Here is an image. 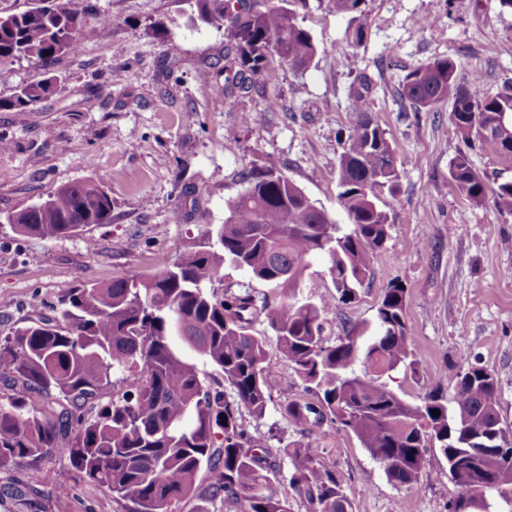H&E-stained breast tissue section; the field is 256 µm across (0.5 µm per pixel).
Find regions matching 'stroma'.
Masks as SVG:
<instances>
[{
    "instance_id": "stroma-1",
    "label": "stroma",
    "mask_w": 512,
    "mask_h": 512,
    "mask_svg": "<svg viewBox=\"0 0 512 512\" xmlns=\"http://www.w3.org/2000/svg\"><path fill=\"white\" fill-rule=\"evenodd\" d=\"M94 35L74 53L41 64L0 60V99L52 77L56 91L24 110L0 109V336L33 309L58 302L65 289L115 278L154 275L162 261L191 251L223 224L226 204L243 189L240 174L275 166L337 224L348 218L337 173L351 121L350 89L366 80L370 111L385 130L400 170L394 193H382L388 236L374 254L356 300L326 310L329 342L373 326L393 283L406 290V319L417 370L397 369L381 384L410 402L433 387L452 396L462 354L477 356L499 378L503 421L512 425V214L492 200L474 204L449 174L458 150L476 171L492 163L466 149L452 105L411 111L397 91L404 76L438 58L456 61L461 83L481 76L498 92L512 89V11L500 0H364L362 44L347 16L327 0H300L297 20L318 54L302 73L246 97L224 90V31L202 21L195 0H87ZM212 66L210 78L198 72ZM256 113L243 124L241 115ZM72 182L103 183L112 221L62 238L16 233L7 217ZM276 381L263 418L245 416L271 446L304 440L335 471L353 512H446L458 487L437 450L415 489L390 481L352 434L334 427L299 436L281 416L289 400H314L264 322ZM37 471L39 487L65 486L51 512H123L67 460L36 468L0 467V485Z\"/></svg>"
}]
</instances>
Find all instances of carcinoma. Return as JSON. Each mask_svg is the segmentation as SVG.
I'll list each match as a JSON object with an SVG mask.
<instances>
[{
  "label": "carcinoma",
  "mask_w": 512,
  "mask_h": 512,
  "mask_svg": "<svg viewBox=\"0 0 512 512\" xmlns=\"http://www.w3.org/2000/svg\"><path fill=\"white\" fill-rule=\"evenodd\" d=\"M44 2L0 11V59L47 63L77 51L92 35L84 0ZM196 2L205 22L224 27L230 59L224 87L231 96L274 82L282 68L303 71L318 53L312 35L285 6L292 0H237L242 11L233 16L227 15L229 0ZM360 2L330 0L337 13L352 15L349 35L357 45L364 39L353 16ZM456 68L442 58L414 69L399 95L416 112L452 103L457 133L502 167L499 177L512 169V93H493L476 79L461 84ZM54 90L55 79L48 77L0 99V108H27ZM352 114L338 171L349 232H341L281 170L253 168L240 175L244 189L227 202L224 224L198 249L163 262L150 278L130 275L69 288L49 311H34L0 339V378L7 389L0 397V466L66 458L123 502L125 512H175L186 499L206 501L213 512L228 505L239 512H294L295 500L308 512H353L336 474L319 467L317 450L296 442L274 448L243 427V413L261 418L271 400L266 336L253 331L261 318L317 396L314 403L292 400L281 409L297 432L329 422L355 435L388 479L407 488L423 482L427 453L437 448L448 479L459 487L448 512H496L492 492L512 504V446H506L512 429L500 416L495 371L464 356L452 398L437 387L418 403L376 382L401 365L417 370L402 285L386 288L365 345L351 332L333 344L323 337L322 313L334 298L354 302L374 251L387 238L379 192L396 190L403 166L358 90ZM450 176L470 201H484L486 178L465 153L451 160ZM494 205L512 213V179L497 183ZM111 218L104 186L69 183L8 221L23 235L65 237ZM316 255L328 257L336 294L314 303L300 299L299 288ZM227 266L246 269L268 291H208L224 284ZM175 337L215 365L222 380L203 384L195 366L173 348ZM358 364L364 373H357ZM116 372L133 376L130 389L85 416L87 403L112 385ZM33 393L53 400L52 416L27 409ZM281 457L290 464L291 498L269 476ZM4 498L47 512L18 485L0 486Z\"/></svg>",
  "instance_id": "cac0c4a2"
}]
</instances>
